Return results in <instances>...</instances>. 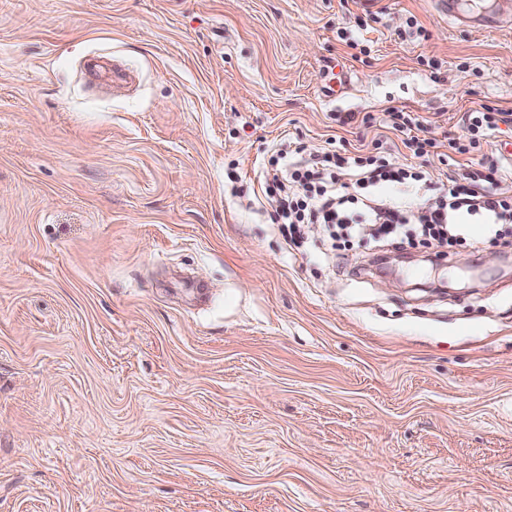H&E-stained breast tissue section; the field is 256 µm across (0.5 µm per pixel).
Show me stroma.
I'll return each mask as SVG.
<instances>
[{"label": "stroma", "mask_w": 512, "mask_h": 512, "mask_svg": "<svg viewBox=\"0 0 512 512\" xmlns=\"http://www.w3.org/2000/svg\"><path fill=\"white\" fill-rule=\"evenodd\" d=\"M483 105L512 24L434 0H0V512H512V249L328 257L257 202L391 107L447 182ZM436 5L443 16L448 17L456 23L458 22L471 27L493 28L508 22L507 17L503 18V16L492 18L462 15L459 11V2L457 0H438L436 1Z\"/></svg>", "instance_id": "obj_1"}]
</instances>
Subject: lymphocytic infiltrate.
<instances>
[{
    "mask_svg": "<svg viewBox=\"0 0 512 512\" xmlns=\"http://www.w3.org/2000/svg\"><path fill=\"white\" fill-rule=\"evenodd\" d=\"M505 119V112L486 105L464 112L463 133L448 147L467 156L470 165L442 186L433 185L419 164L420 158L430 155L434 142L413 135L418 118L395 107L387 111L386 123L404 134L403 144L417 157V164H392L380 139L350 156L305 154L284 140L276 144L258 179L290 245L302 246L304 225L321 224L332 241L369 238L400 246L417 240L449 248L459 242L465 225L484 224L494 233L500 225L512 224L508 176L488 149L493 131ZM385 182L421 187L426 197L414 209L393 205L373 193Z\"/></svg>",
    "mask_w": 512,
    "mask_h": 512,
    "instance_id": "lymphocytic-infiltrate-1",
    "label": "lymphocytic infiltrate"
}]
</instances>
